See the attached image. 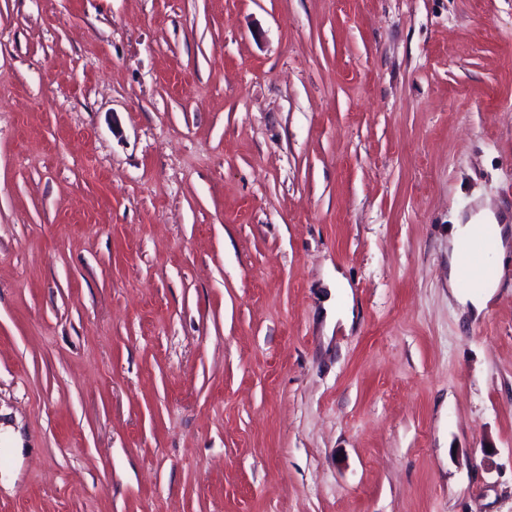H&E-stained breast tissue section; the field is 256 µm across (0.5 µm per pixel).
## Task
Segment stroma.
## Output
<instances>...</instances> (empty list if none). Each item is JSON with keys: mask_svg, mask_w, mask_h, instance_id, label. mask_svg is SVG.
Masks as SVG:
<instances>
[{"mask_svg": "<svg viewBox=\"0 0 512 512\" xmlns=\"http://www.w3.org/2000/svg\"><path fill=\"white\" fill-rule=\"evenodd\" d=\"M481 214L512 0H0V512H512ZM486 222L495 221L482 216L474 218L468 224H456L453 226L448 240V287L451 294L461 304H470L477 314L482 311L486 300L497 289V280L503 281L512 276L511 272L492 266L487 262L488 244L482 238H478L468 245L460 271L462 243L485 230H492L496 235L495 247L489 256V261L495 265H499L503 261L506 254L507 230L503 226L504 224H488ZM459 271L467 282L478 283L490 278L496 280L488 281L481 291H472L460 278Z\"/></svg>", "mask_w": 512, "mask_h": 512, "instance_id": "obj_1", "label": "stroma"}]
</instances>
